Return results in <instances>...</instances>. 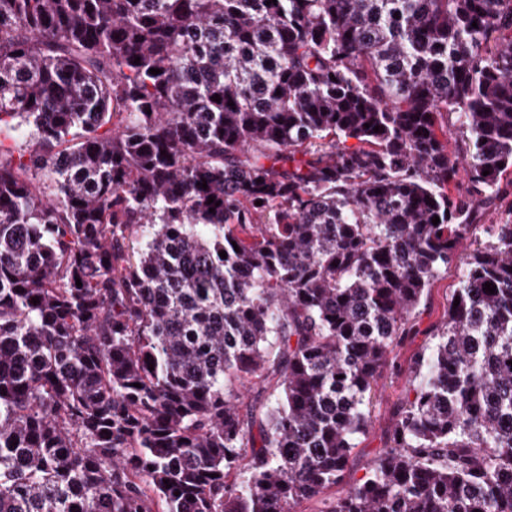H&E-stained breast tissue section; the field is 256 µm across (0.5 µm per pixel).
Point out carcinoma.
I'll return each mask as SVG.
<instances>
[{
  "label": "carcinoma",
  "instance_id": "obj_1",
  "mask_svg": "<svg viewBox=\"0 0 512 512\" xmlns=\"http://www.w3.org/2000/svg\"><path fill=\"white\" fill-rule=\"evenodd\" d=\"M511 169L512 0H0V512H294L457 262L326 512H512ZM512 187L507 186L506 192L494 207L482 210L480 224H504L511 219L512 213ZM461 269L455 264L442 272L431 285L416 319L419 333L409 336L396 346L389 355V365L383 371L377 386L372 392V422L367 432L358 438V447L354 449L344 481L327 490L320 498L300 503L295 512H321L327 504L344 495L349 486L364 477L369 463L379 453L386 450L387 430L391 417L404 399L412 378V366L415 356L430 341L427 332L440 325L446 319L448 306L455 288H458Z\"/></svg>",
  "mask_w": 512,
  "mask_h": 512
}]
</instances>
